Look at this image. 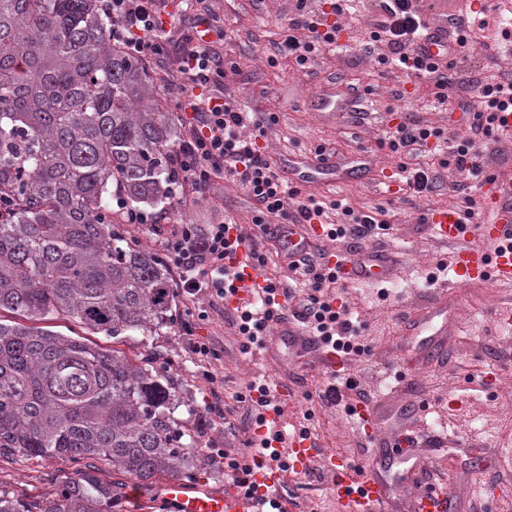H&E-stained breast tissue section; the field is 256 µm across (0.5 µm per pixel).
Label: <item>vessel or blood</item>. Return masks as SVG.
<instances>
[{
  "label": "vessel or blood",
  "mask_w": 512,
  "mask_h": 512,
  "mask_svg": "<svg viewBox=\"0 0 512 512\" xmlns=\"http://www.w3.org/2000/svg\"><path fill=\"white\" fill-rule=\"evenodd\" d=\"M484 211L488 218L478 224V233L492 244V251L477 250L462 245V238L470 230L463 215L455 208L440 207L428 216L433 233L442 241L455 244L450 268L455 279L462 284L474 281H512V148L502 154L500 169L485 177L478 188ZM240 228H233L231 238L238 244L228 254L227 262L237 272L235 291L224 300L226 312H235L242 303L262 293L267 283L261 270L255 265L246 243L240 242ZM321 225H298L295 234L285 242L288 253L303 251L310 243L323 240ZM327 263L345 278L371 281L385 280L389 274L388 261L375 255L368 263H360L351 255L329 254ZM356 422L369 432L375 442L390 445L391 452L403 456L417 452L418 447L407 432H398L394 437L380 433L376 417L370 406L362 405L354 412ZM288 465L295 471L305 470L312 459H320L332 486L333 494L346 512H386L392 501L390 484L376 474L359 476L358 472L342 458L332 453H321L310 437L292 435L288 439ZM254 479L261 493L279 494L284 475L276 463H266ZM408 512H446L448 495L445 488L434 485L424 487L419 477H411L405 483ZM166 497L177 504L179 512H248L249 501L240 496H229L200 490L189 494L179 482L166 486Z\"/></svg>",
  "instance_id": "1"
}]
</instances>
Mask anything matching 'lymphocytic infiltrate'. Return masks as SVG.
Segmentation results:
<instances>
[{"label":"lymphocytic infiltrate","mask_w":512,"mask_h":512,"mask_svg":"<svg viewBox=\"0 0 512 512\" xmlns=\"http://www.w3.org/2000/svg\"><path fill=\"white\" fill-rule=\"evenodd\" d=\"M378 18L363 49L383 64L394 63L400 69L433 80L440 103L472 117L471 133L448 142V157L443 167L452 173L479 177L484 157L478 147L479 137L497 127L496 115L512 108V75L498 80H477L469 96H460L456 80L449 76L447 65L434 63L421 54L416 42L426 30L421 0H376ZM348 0H332L329 10H313L308 0H296L295 14L288 20L283 39L275 43L277 55L292 58L299 68L318 56L322 48L335 44L344 26L340 21ZM100 8L112 21V36L126 49L156 62L168 59L166 47L157 32L154 0H100ZM490 12L480 14L464 8L448 15V37L454 40L459 54H480L492 60L497 52L493 43H476L474 30H485L493 21ZM178 72L183 83L195 87L194 95L183 98V110L192 112L194 122L178 155L177 188L201 190L214 179L232 177L253 204L252 222L267 230L272 217L286 224L326 225L330 240L347 242L351 254L361 252L360 242L386 229L385 221L354 210L348 205L328 209L311 194H301L276 171L261 151L258 140L266 129L255 113L244 110L218 90L226 76L224 60L212 42L186 37L179 57ZM441 129L411 119L399 123L387 136L392 152L408 154L425 151L429 141L441 138ZM229 224H176L166 233L162 247L177 272L181 292L194 298L207 296L209 307L223 303L233 281L224 260L231 243ZM288 269L308 284L303 294H295L277 280H269L260 311L242 310L234 326L241 338L242 350L260 343L268 323L288 320L309 328L313 341L332 348L340 355L360 352L356 330L346 305L340 304L339 278L321 257L309 251L288 261ZM224 473L245 497L258 494L253 479L262 461L255 451L224 453Z\"/></svg>","instance_id":"lymphocytic-infiltrate-1"}]
</instances>
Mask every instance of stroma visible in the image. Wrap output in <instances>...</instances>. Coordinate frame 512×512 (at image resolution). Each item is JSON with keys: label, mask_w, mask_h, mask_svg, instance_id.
Here are the masks:
<instances>
[{"label": "stroma", "mask_w": 512, "mask_h": 512, "mask_svg": "<svg viewBox=\"0 0 512 512\" xmlns=\"http://www.w3.org/2000/svg\"><path fill=\"white\" fill-rule=\"evenodd\" d=\"M174 2L157 0L156 10L171 33L168 52L175 58L197 17L195 11H180ZM206 5V18L221 33L215 48L225 64L236 67L224 80V92L272 115L264 143L279 171L315 160L320 146L326 149V159L341 162L362 156L371 163L366 174L300 187L302 193L314 194L326 204H346L388 223L384 233L363 242L362 250L387 257L389 279L377 285L350 281L344 291L363 346L360 354L346 359V373L367 389L371 406L379 414L378 424L386 433L410 429L420 442L432 445L429 473L448 490V512H512V326L497 319L502 307L512 306V284H456L449 265L453 247L434 236L427 217L432 209L454 206L472 212L474 221L486 220L476 183L470 179L464 188L450 191L456 176L441 167L439 155H398L385 140L387 132L409 118L440 128L447 137H465L470 133L467 115L446 110L436 99L431 80L365 57L362 42L375 18L374 0H359L356 14L343 17L346 47L323 50L305 70L283 57L273 64L268 61L295 0H206ZM333 86L355 90L359 114L320 116L315 99ZM405 164L430 167L437 177L433 192L418 196L401 184ZM224 220L241 224L251 242L266 254L265 273L300 289L286 261L276 255L274 243L253 226L251 202L230 178L215 180L200 192L186 190L175 196L158 225L132 224L128 230L158 253L161 233L171 225ZM441 293L450 304L448 315L436 317L423 337L437 339L448 355L431 365L418 350L423 337L407 335L403 321L406 311ZM207 304L204 298L191 302L175 296L173 323L154 336L93 334L65 317L45 322L44 327L133 361L145 350L155 351L159 365L181 389L174 415L195 446L212 439L223 449H243L249 437L247 421L233 395L249 381L263 378L288 392L282 418L288 433L308 431L323 450L343 456L360 474H367L370 438L356 427L347 410L320 399L330 374L312 356H297L295 345L274 342L269 336L262 347L241 353L225 310L210 312L204 321L187 316V309ZM194 340L211 343L218 360L208 367L195 360L190 351ZM207 369L218 377L224 400L226 420L217 425L208 408L209 386L202 377ZM436 433L447 435V442L432 444ZM73 471V464L55 459L17 456L0 462V477L23 486L32 496L49 492V475L69 476ZM173 480L193 490L236 491L224 474L223 459L205 455L191 478L168 472L131 485L125 512H173L164 500V487ZM284 483L288 512H340L319 463L288 475Z\"/></svg>", "instance_id": "stroma-1"}]
</instances>
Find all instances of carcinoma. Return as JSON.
<instances>
[{
  "mask_svg": "<svg viewBox=\"0 0 512 512\" xmlns=\"http://www.w3.org/2000/svg\"><path fill=\"white\" fill-rule=\"evenodd\" d=\"M176 120L96 0H0V312L112 337L170 324V266L122 224L173 198ZM156 363L0 322V461L79 465L45 497L0 486V512H122L101 464L138 481L193 468Z\"/></svg>",
  "mask_w": 512,
  "mask_h": 512,
  "instance_id": "carcinoma-1",
  "label": "carcinoma"
}]
</instances>
